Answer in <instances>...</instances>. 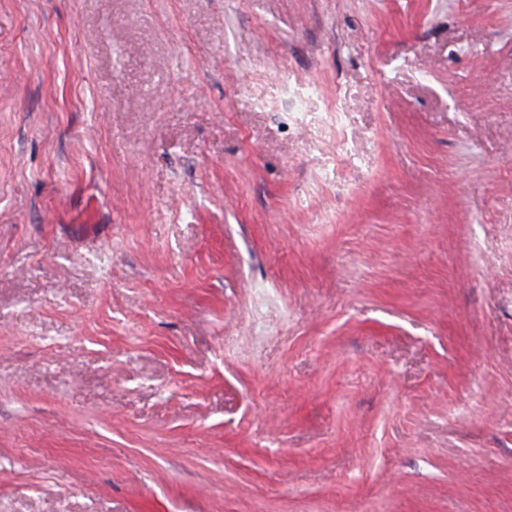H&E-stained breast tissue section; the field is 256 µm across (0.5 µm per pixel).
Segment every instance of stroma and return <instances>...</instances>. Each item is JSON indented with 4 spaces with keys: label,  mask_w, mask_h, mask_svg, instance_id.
Masks as SVG:
<instances>
[{
    "label": "stroma",
    "mask_w": 512,
    "mask_h": 512,
    "mask_svg": "<svg viewBox=\"0 0 512 512\" xmlns=\"http://www.w3.org/2000/svg\"><path fill=\"white\" fill-rule=\"evenodd\" d=\"M0 512H512V0H0Z\"/></svg>",
    "instance_id": "stroma-1"
}]
</instances>
